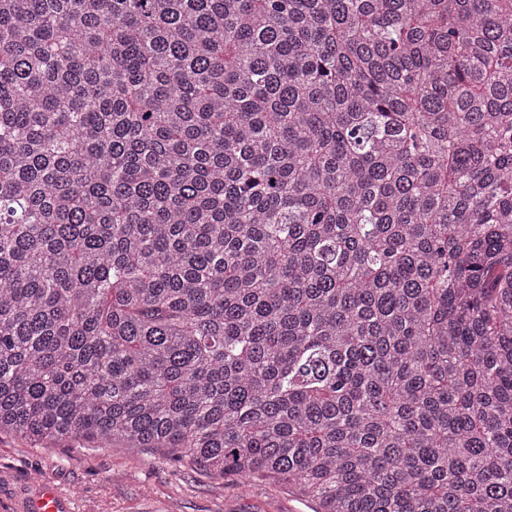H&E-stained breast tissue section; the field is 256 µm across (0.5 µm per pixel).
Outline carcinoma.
I'll use <instances>...</instances> for the list:
<instances>
[{
	"instance_id": "cac0c4a2",
	"label": "carcinoma",
	"mask_w": 512,
	"mask_h": 512,
	"mask_svg": "<svg viewBox=\"0 0 512 512\" xmlns=\"http://www.w3.org/2000/svg\"><path fill=\"white\" fill-rule=\"evenodd\" d=\"M2 431L512 512V0H0Z\"/></svg>"
}]
</instances>
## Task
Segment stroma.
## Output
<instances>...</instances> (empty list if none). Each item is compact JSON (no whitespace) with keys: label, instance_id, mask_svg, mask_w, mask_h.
Here are the masks:
<instances>
[{"label":"stroma","instance_id":"1","mask_svg":"<svg viewBox=\"0 0 512 512\" xmlns=\"http://www.w3.org/2000/svg\"><path fill=\"white\" fill-rule=\"evenodd\" d=\"M51 481L74 512H313L292 487L269 477L242 486L189 463L123 448L89 451L81 441H32L0 433V512H18Z\"/></svg>","mask_w":512,"mask_h":512}]
</instances>
